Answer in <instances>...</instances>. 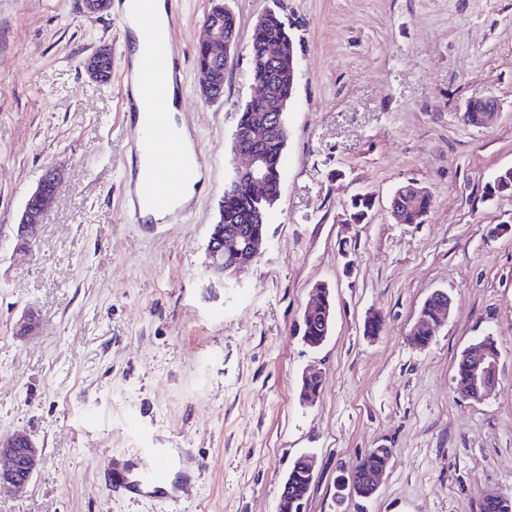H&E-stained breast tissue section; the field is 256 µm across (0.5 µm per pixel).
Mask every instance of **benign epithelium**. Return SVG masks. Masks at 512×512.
Here are the masks:
<instances>
[{
  "label": "benign epithelium",
  "mask_w": 512,
  "mask_h": 512,
  "mask_svg": "<svg viewBox=\"0 0 512 512\" xmlns=\"http://www.w3.org/2000/svg\"><path fill=\"white\" fill-rule=\"evenodd\" d=\"M236 36L224 31L220 23L205 25L199 41L207 48L209 58L216 63L227 61ZM263 54L275 63L286 59L291 66H296L294 44L279 43L263 47ZM109 57L108 51L100 49L83 62L86 73L95 81L104 82L110 79V72L104 68V61ZM200 94L208 100L224 78V71L215 66H205L199 69ZM260 86V96L271 102V108L262 113L255 126L242 135L236 131L230 142L233 158H243L246 163L233 166L225 189L251 202L258 216L270 212L274 203L266 192L267 171L263 155L260 151L262 139L279 132L284 124V109L286 105L276 100L273 85L267 80L255 78ZM498 101L493 96H483L469 101L465 111L474 113V126L483 127L498 114ZM61 177L56 169L46 171L39 179L35 188L27 197L19 214L15 231L17 240L24 246L32 245L40 235L47 204L57 192ZM216 228L215 239L206 246V268L208 271L230 276L242 267L244 256L256 261L262 254L265 238L251 234L238 224L228 226L220 222ZM439 308L438 319L433 324L439 329L448 318L452 300L444 291L435 292ZM38 316L33 311L25 312L16 323L17 332L21 335H31L38 328ZM40 454L34 443L27 438H10L0 440V485L7 484L17 493L26 492L35 471L38 468Z\"/></svg>",
  "instance_id": "7a95c632"
}]
</instances>
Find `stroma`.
I'll return each instance as SVG.
<instances>
[{"label": "stroma", "mask_w": 512, "mask_h": 512, "mask_svg": "<svg viewBox=\"0 0 512 512\" xmlns=\"http://www.w3.org/2000/svg\"><path fill=\"white\" fill-rule=\"evenodd\" d=\"M238 38L224 95L198 93L194 48L209 0H176L185 54L181 117L204 158L203 185L163 223L125 211L135 129L120 78L82 62L107 48L120 67L114 10L85 0H0V438L39 448L24 494L0 512H278L293 461L314 455L304 512H480L512 500V0H224ZM278 12L298 64L281 197L260 259L231 277L205 251L231 169L227 146L258 92L250 39ZM493 95L486 128L461 115ZM50 168L63 176L33 249L13 228ZM426 188L424 223L397 224L400 186ZM372 194L370 223L344 224ZM334 299L317 349L298 334L315 284ZM452 299L431 344L406 340L424 300ZM35 333L19 336L27 309ZM384 318L365 335L368 313ZM491 337L499 383L482 401L455 390V361ZM322 386L302 402L304 372ZM170 449L172 490L106 491L112 458L139 436ZM392 457L369 498L336 496L369 449ZM109 58L108 51L106 49H99L85 58L83 67L86 73L95 81L104 82L110 79V72L112 71V62L109 58L107 65L109 70L104 68V61Z\"/></svg>", "instance_id": "obj_1"}]
</instances>
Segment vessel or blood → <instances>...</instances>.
Masks as SVG:
<instances>
[{
  "label": "vessel or blood",
  "instance_id": "b4317fda",
  "mask_svg": "<svg viewBox=\"0 0 512 512\" xmlns=\"http://www.w3.org/2000/svg\"><path fill=\"white\" fill-rule=\"evenodd\" d=\"M156 0H118L117 16L122 29L132 22L145 21L155 13ZM177 23L175 11L167 13L168 34L147 41L140 61L124 56V72H136L139 97L137 106L146 116L147 123L134 144L136 152L148 162L146 181L147 201L159 211L179 210L183 183L193 170L180 153L176 140H164L157 134L167 115V94L170 88L181 87L182 74L177 60L178 46L172 35ZM138 473L121 476L111 484L112 490L137 491L143 487H160L165 475L168 457L163 449L147 446L138 448Z\"/></svg>",
  "mask_w": 512,
  "mask_h": 512
}]
</instances>
